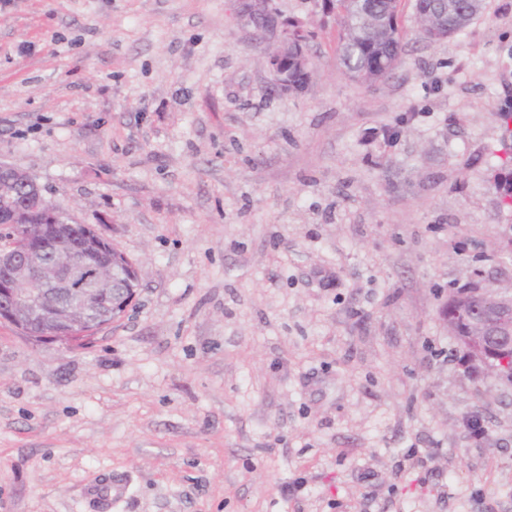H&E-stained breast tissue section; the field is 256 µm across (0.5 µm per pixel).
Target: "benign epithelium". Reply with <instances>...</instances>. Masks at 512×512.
<instances>
[{
  "label": "benign epithelium",
  "mask_w": 512,
  "mask_h": 512,
  "mask_svg": "<svg viewBox=\"0 0 512 512\" xmlns=\"http://www.w3.org/2000/svg\"><path fill=\"white\" fill-rule=\"evenodd\" d=\"M449 8V0H440L417 14L422 31L437 34ZM236 17L262 28L263 35L272 40L268 66L281 93H288L291 86V68L310 79L312 62L302 47V36L312 33V28L300 20L283 17L274 0H236ZM0 181L23 188L33 209L54 220L62 214L28 173L0 163ZM28 228L30 235H21L16 244L0 250V272H4L0 277V320L16 323L36 311L59 315L64 326L55 341L73 344L86 338L94 325L107 316L101 308L107 291L136 278L138 271L115 255L110 267L84 266L78 260L83 249L79 241L47 239L43 237L42 224H30ZM487 294L498 297L500 303L466 319L462 317V302H447L439 316L463 348L467 361L506 382L512 376V291L478 285L465 292L475 299Z\"/></svg>",
  "instance_id": "obj_1"
}]
</instances>
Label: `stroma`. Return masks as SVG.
<instances>
[{"instance_id":"stroma-1","label":"stroma","mask_w":512,"mask_h":512,"mask_svg":"<svg viewBox=\"0 0 512 512\" xmlns=\"http://www.w3.org/2000/svg\"><path fill=\"white\" fill-rule=\"evenodd\" d=\"M299 93L234 0H0V162L140 288L83 347L0 321V512H512V385L451 289L512 285V0ZM478 422L482 434L469 428ZM126 494V481L118 475L103 477L87 490V496L97 512L112 511V503L123 500Z\"/></svg>"}]
</instances>
